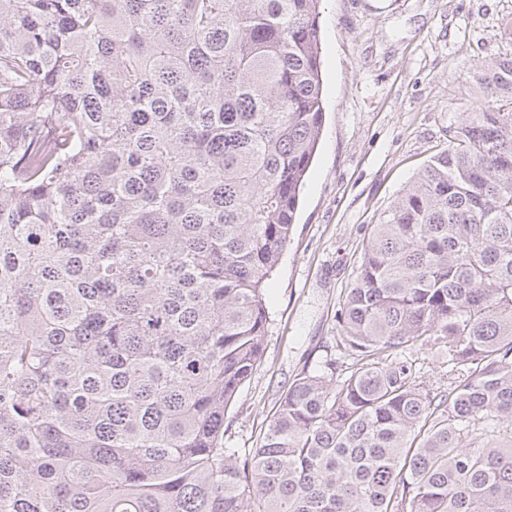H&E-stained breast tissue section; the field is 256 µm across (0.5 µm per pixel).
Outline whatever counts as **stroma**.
<instances>
[{
	"instance_id": "35a3bbf8",
	"label": "stroma",
	"mask_w": 512,
	"mask_h": 512,
	"mask_svg": "<svg viewBox=\"0 0 512 512\" xmlns=\"http://www.w3.org/2000/svg\"><path fill=\"white\" fill-rule=\"evenodd\" d=\"M320 37L322 134L266 295L263 359L224 416L228 448L255 447L278 394L338 355L362 242L476 108L478 67L512 55V0H324Z\"/></svg>"
}]
</instances>
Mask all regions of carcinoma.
<instances>
[{
	"instance_id": "obj_1",
	"label": "carcinoma",
	"mask_w": 512,
	"mask_h": 512,
	"mask_svg": "<svg viewBox=\"0 0 512 512\" xmlns=\"http://www.w3.org/2000/svg\"><path fill=\"white\" fill-rule=\"evenodd\" d=\"M321 2L0 0V512H512V56L372 225L343 360L224 447L321 136ZM412 359H416V367L422 375V379L434 387H447V376H443L448 370L447 365L442 364V360L438 357L436 348L430 346H421L418 343L411 351Z\"/></svg>"
}]
</instances>
